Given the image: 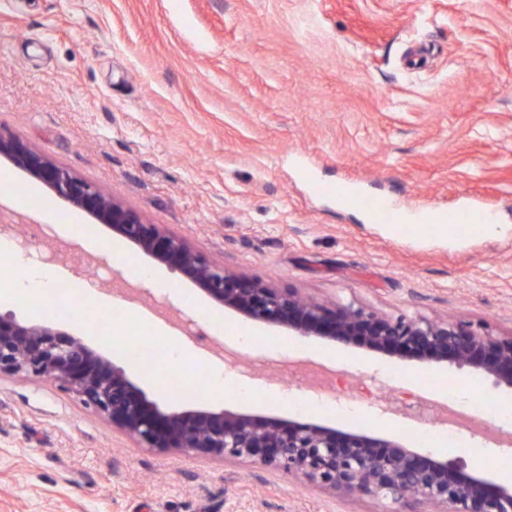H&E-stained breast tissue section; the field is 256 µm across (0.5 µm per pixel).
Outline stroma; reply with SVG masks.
Wrapping results in <instances>:
<instances>
[{
  "instance_id": "1",
  "label": "stroma",
  "mask_w": 512,
  "mask_h": 512,
  "mask_svg": "<svg viewBox=\"0 0 512 512\" xmlns=\"http://www.w3.org/2000/svg\"><path fill=\"white\" fill-rule=\"evenodd\" d=\"M0 132L184 238L227 270L324 302L354 300L389 315L465 319L512 332V0H0ZM0 224H38L32 262L48 259L85 286L0 313L47 321L122 366L165 409L257 411L349 426L333 410L274 401L310 393L284 370L301 360L339 372L366 394L372 433L407 436L409 402H445L439 383L471 381L450 364L418 363L315 340L280 343L253 326L261 350L223 361L259 393L214 398L181 369L190 394L169 396L172 365L133 364L112 342L142 310L198 349L185 328L192 285L148 257L109 250L112 232L9 163ZM350 186L408 214L473 206L508 225L448 246L393 238L359 206L326 194ZM84 312L60 320L58 308ZM471 471L499 473L512 447L476 431L438 449ZM386 503L323 488L253 460L157 452L42 379L0 377V512H385Z\"/></svg>"
}]
</instances>
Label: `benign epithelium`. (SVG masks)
Returning <instances> with one entry per match:
<instances>
[{
  "mask_svg": "<svg viewBox=\"0 0 512 512\" xmlns=\"http://www.w3.org/2000/svg\"><path fill=\"white\" fill-rule=\"evenodd\" d=\"M0 158L85 212L129 245L245 318L344 347L420 362L451 363L512 390V333L466 320L390 316L355 301L325 303L226 270L183 238L109 197L11 135ZM49 379L144 448L213 460L252 459L347 495L434 505L439 512H512V484L468 473L393 438L311 421L207 409L165 411L125 369L82 337L0 313V376Z\"/></svg>",
  "mask_w": 512,
  "mask_h": 512,
  "instance_id": "1",
  "label": "benign epithelium"
}]
</instances>
